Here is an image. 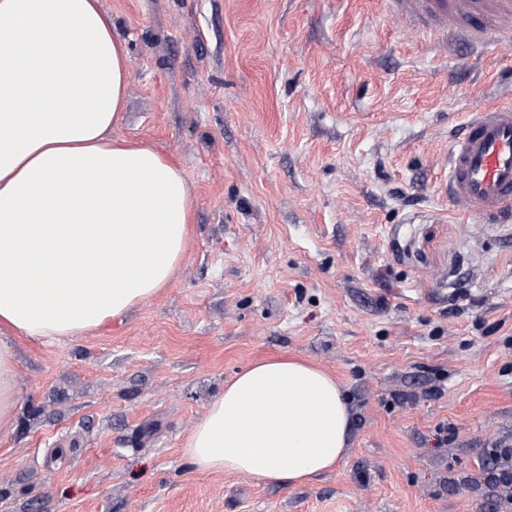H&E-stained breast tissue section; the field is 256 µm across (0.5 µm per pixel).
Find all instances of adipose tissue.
<instances>
[{
    "instance_id": "ef3b65f1",
    "label": "adipose tissue",
    "mask_w": 512,
    "mask_h": 512,
    "mask_svg": "<svg viewBox=\"0 0 512 512\" xmlns=\"http://www.w3.org/2000/svg\"><path fill=\"white\" fill-rule=\"evenodd\" d=\"M129 78L98 0H0V328L80 335L152 297L183 258L184 171L110 137ZM20 395L0 339V421ZM350 430L335 379L283 356L237 372L184 453L202 471L302 485L335 469Z\"/></svg>"
}]
</instances>
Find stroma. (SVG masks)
<instances>
[{
	"mask_svg": "<svg viewBox=\"0 0 512 512\" xmlns=\"http://www.w3.org/2000/svg\"><path fill=\"white\" fill-rule=\"evenodd\" d=\"M129 51L112 135L182 167L185 255L125 317L10 338L0 512H497L512 445V223L456 213L448 140L512 105L389 0H101ZM336 377L349 446L301 486L197 470L185 441L246 365ZM20 395L13 349L0 337V422L13 417ZM495 464L486 469L492 487L512 486V448H500L491 454ZM510 462V466L507 464Z\"/></svg>",
	"mask_w": 512,
	"mask_h": 512,
	"instance_id": "35a3bbf8",
	"label": "stroma"
}]
</instances>
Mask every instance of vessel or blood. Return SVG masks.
Masks as SVG:
<instances>
[{"label":"vessel or blood","mask_w":512,"mask_h":512,"mask_svg":"<svg viewBox=\"0 0 512 512\" xmlns=\"http://www.w3.org/2000/svg\"><path fill=\"white\" fill-rule=\"evenodd\" d=\"M398 14L472 46L512 42V0H393ZM452 207L483 224L512 215V106H483L448 143Z\"/></svg>","instance_id":"obj_1"}]
</instances>
